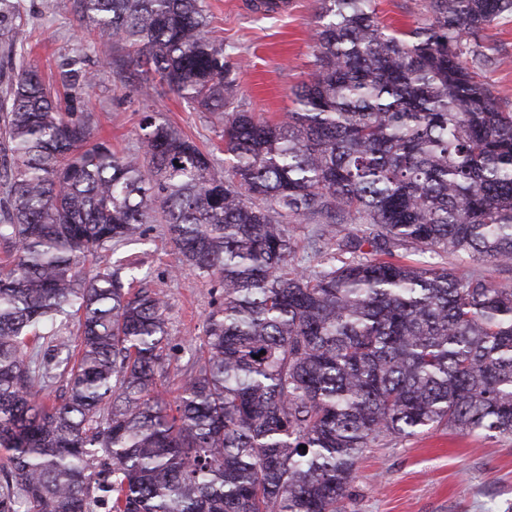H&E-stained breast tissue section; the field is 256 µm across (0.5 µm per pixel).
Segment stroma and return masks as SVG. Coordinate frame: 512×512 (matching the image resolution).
<instances>
[{"label": "stroma", "mask_w": 512, "mask_h": 512, "mask_svg": "<svg viewBox=\"0 0 512 512\" xmlns=\"http://www.w3.org/2000/svg\"><path fill=\"white\" fill-rule=\"evenodd\" d=\"M208 38L223 42L224 57L239 86L244 109L261 118H277L293 107L291 92L312 69L318 0H288L287 12L262 15L246 0H206ZM379 19L406 29L427 18L425 0H375ZM20 21L29 32L23 54L47 80H54L64 58L80 56L83 68L99 74L89 93L96 137L118 150L139 148L142 111L155 112L215 151L224 139V121L193 109L158 80L125 64L126 50L106 39L87 37L72 0H17ZM485 51L494 63L481 72L498 104L512 112V17L488 30ZM120 254L144 258L151 286L167 302L172 348L158 389L178 394L177 373L191 357L189 340L201 335L206 315L219 297L217 279L178 271V255L161 224L148 225L145 240L123 246ZM355 512H512V438H487L435 429L371 444L357 462L352 485Z\"/></svg>", "instance_id": "obj_1"}]
</instances>
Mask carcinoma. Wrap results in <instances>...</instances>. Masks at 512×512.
Returning <instances> with one entry per match:
<instances>
[{"label": "carcinoma", "instance_id": "cac0c4a2", "mask_svg": "<svg viewBox=\"0 0 512 512\" xmlns=\"http://www.w3.org/2000/svg\"><path fill=\"white\" fill-rule=\"evenodd\" d=\"M73 7L225 114L224 177L151 112L136 153L94 138L99 75L77 60L59 89L15 65L0 90V512H354L357 460L381 437L512 435V286L436 262L512 269V112L479 75L512 0H428L406 31L374 0H320L311 72L278 120L236 106L205 0ZM17 18L0 0L8 58ZM157 221L180 267L222 288L173 401L158 391L168 303L145 261L85 267ZM302 223L309 265L288 229Z\"/></svg>", "mask_w": 512, "mask_h": 512}]
</instances>
